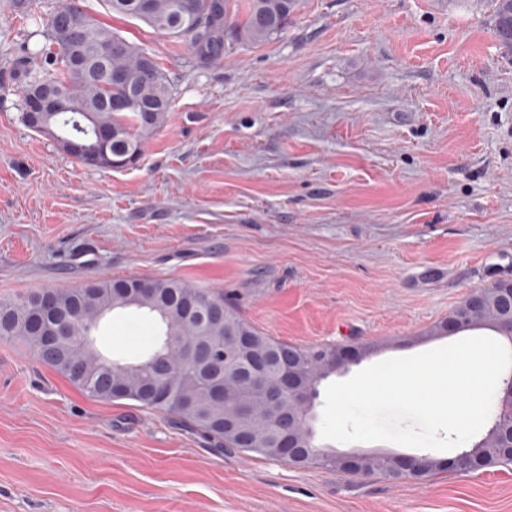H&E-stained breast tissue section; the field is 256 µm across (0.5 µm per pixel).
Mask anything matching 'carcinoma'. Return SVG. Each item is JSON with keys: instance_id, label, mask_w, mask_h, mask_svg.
I'll list each match as a JSON object with an SVG mask.
<instances>
[{"instance_id": "carcinoma-1", "label": "carcinoma", "mask_w": 512, "mask_h": 512, "mask_svg": "<svg viewBox=\"0 0 512 512\" xmlns=\"http://www.w3.org/2000/svg\"><path fill=\"white\" fill-rule=\"evenodd\" d=\"M107 8L120 16L140 20L155 31L187 42L194 60L201 63L224 59L230 42L263 45L277 39L288 27L299 0H105ZM80 8L65 5L55 10L46 22L45 45L19 64L22 89L36 82H52L63 89L70 100V111L52 117L55 140L96 137V129L110 132L106 152L109 158L135 162L141 155L143 142L162 124L169 111L173 89L157 61L120 34L101 26L87 16L82 41L100 46L116 45L108 68L123 75L121 80H108L102 74L78 71L72 67L70 43L56 23V18L73 14ZM493 31L503 53L512 55V0H497ZM133 98L142 103H155L158 110L150 125L143 124L141 112L131 106L110 107L113 101ZM137 281L125 279H93L77 288L65 290L71 299L69 317L74 319L77 333L48 346L44 337L33 332L32 316L36 295L0 302V320L7 322V337L24 341L37 357L52 370L65 377L86 396L100 401H132L138 406L160 412L181 425L210 439L220 448L254 453L264 458H278L274 444L282 433L286 418L297 414L296 393L318 392L319 384L338 371L336 349L327 346H298L280 341L247 323L224 292L201 288L178 278L155 279L154 294L142 298L136 307L154 315L162 325V334L145 357L133 362H116L104 367V358L89 349L80 331L94 326L107 309L125 310L126 286ZM508 284L496 281L475 295L482 301L476 311L469 301L456 307L452 316L468 317L467 329H488L512 341V320L502 316V289ZM203 304L222 311L223 320L213 322L205 311L187 316L189 306ZM247 340L250 351L265 357V376L279 378V361L292 356L301 372L300 384L279 390L272 403L253 393L245 377H235L234 370L215 376L207 359L211 349L232 347L233 337ZM194 347L202 356L191 360L185 348ZM156 356L163 358L166 370L158 372L149 365ZM121 377L126 395L112 394L113 375ZM505 402L501 393L494 396L490 411L491 426L481 439L466 450L455 470L470 473L499 463L502 446V415ZM298 442L307 448L303 457L293 461L300 466L330 467L360 476L377 475L397 480L405 475L426 479L445 470L441 459L430 455L418 458L414 471L405 474L396 457L366 453L357 464L347 466L337 452L315 444V435L307 431L306 422L290 427Z\"/></svg>"}]
</instances>
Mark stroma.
<instances>
[{
  "mask_svg": "<svg viewBox=\"0 0 512 512\" xmlns=\"http://www.w3.org/2000/svg\"><path fill=\"white\" fill-rule=\"evenodd\" d=\"M61 2L0 0V301L183 278L278 340L370 346L340 382L453 343L435 327L512 280V59L495 0H300L281 37L205 65L103 0H71L173 87L118 170L22 122L16 63ZM155 332L125 313L98 336L131 361ZM0 512H512V463L392 482L218 451L0 338Z\"/></svg>",
  "mask_w": 512,
  "mask_h": 512,
  "instance_id": "1",
  "label": "stroma"
}]
</instances>
